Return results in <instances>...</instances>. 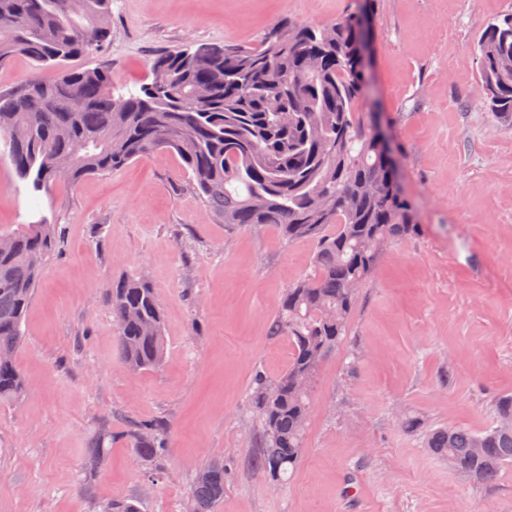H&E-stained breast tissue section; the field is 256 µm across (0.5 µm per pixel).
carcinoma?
Listing matches in <instances>:
<instances>
[{"label": "carcinoma", "mask_w": 512, "mask_h": 512, "mask_svg": "<svg viewBox=\"0 0 512 512\" xmlns=\"http://www.w3.org/2000/svg\"><path fill=\"white\" fill-rule=\"evenodd\" d=\"M361 0L320 26L283 22L254 46L206 43L154 55L150 82L114 95L112 71L71 62L104 50L111 26L93 43L85 21L112 22V0H0V66L28 57L53 69L50 79L0 92V139L16 176L33 190L120 169L160 149L176 153L216 217L246 228L274 224L290 241L313 242V270L283 294L270 333L292 353L276 379H254L253 407L264 428L257 471L279 484L293 473L313 410L321 363L347 336L359 288L383 247L420 234L418 212L380 144L359 34L370 13ZM480 96L512 124V15L494 19L477 42ZM165 72V83L156 72ZM73 156L59 167L58 156ZM57 249L55 225L41 220L0 233V352H15L41 266ZM117 346L139 373L165 360L162 307L143 278L112 285ZM25 382L15 359L0 361V403L19 398ZM143 465L168 448L165 428L144 423L129 434ZM426 447L468 479L490 486L512 467V395L499 397L479 432L429 427ZM224 498V461L201 469L191 512H214Z\"/></svg>", "instance_id": "carcinoma-1"}]
</instances>
